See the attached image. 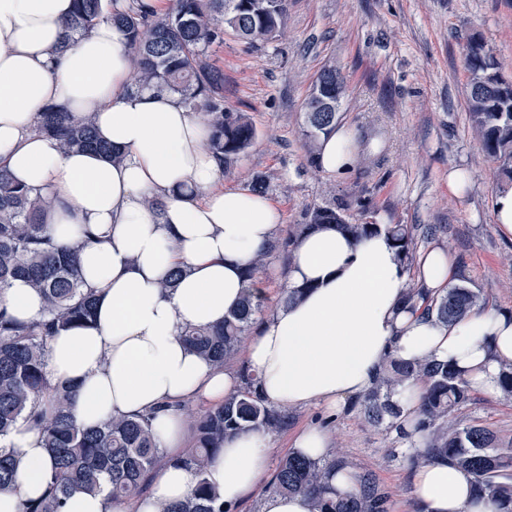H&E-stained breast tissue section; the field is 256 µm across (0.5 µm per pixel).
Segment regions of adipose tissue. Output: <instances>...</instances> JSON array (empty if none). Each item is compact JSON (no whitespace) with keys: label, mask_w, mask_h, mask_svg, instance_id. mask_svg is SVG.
<instances>
[{"label":"adipose tissue","mask_w":512,"mask_h":512,"mask_svg":"<svg viewBox=\"0 0 512 512\" xmlns=\"http://www.w3.org/2000/svg\"><path fill=\"white\" fill-rule=\"evenodd\" d=\"M74 0H0V165L20 183L56 198L48 217L58 244L78 248L80 272L97 302V322L53 338L48 372L74 391L82 426L112 416L155 413L165 460L146 495L108 510L106 493H76L65 512H157L186 496L194 482L175 459L186 439L176 404L220 403L239 390L241 376L207 364L185 343L186 325L213 326L238 303L242 272L275 238L281 217L264 196L222 189V169L208 150L204 116L177 96L130 88L128 45L111 22L67 38ZM93 113L100 139L123 154L113 163L94 152L61 155L35 134L45 106ZM320 163L349 171L359 145L348 127L320 141ZM163 203L148 211L146 197ZM94 228L99 242L84 241ZM186 274L174 289L160 282L176 266ZM420 284L447 288L453 276L444 250L417 259ZM406 268L390 240L377 234L353 241L326 229L295 246L288 282L312 289L276 310L250 336L246 365L276 407L332 410L365 395L390 356L410 361L432 355L462 371L487 396L499 391L503 363L512 362V314L473 312L448 325L408 311ZM14 451L17 477L0 490V512H22L45 490L49 454L41 435L19 423L0 442ZM269 439L245 431L224 443L208 478L226 507L242 502L267 474ZM424 512H493L473 502L472 477L447 463L414 474Z\"/></svg>","instance_id":"obj_1"}]
</instances>
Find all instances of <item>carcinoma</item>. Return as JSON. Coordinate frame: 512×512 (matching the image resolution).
I'll return each instance as SVG.
<instances>
[{"label":"carcinoma","instance_id":"1","mask_svg":"<svg viewBox=\"0 0 512 512\" xmlns=\"http://www.w3.org/2000/svg\"><path fill=\"white\" fill-rule=\"evenodd\" d=\"M288 13V0H170L168 10L154 15L142 0H128L123 11L105 14L102 0H75L66 23L67 37L82 35L103 20L123 33L134 58L130 86L137 91L168 92L179 96L192 112L205 117L209 149L229 173L252 146L256 129L241 112L224 107V72L212 66L207 49L233 30L252 47L280 36ZM469 72L466 103L470 128L490 163L512 182V77L493 51L472 39L465 49ZM346 93L336 65L317 75L306 102L302 136L310 164L318 165L321 137L331 134L338 112H313L311 108L338 105ZM33 132L54 141L63 154L92 151L109 161L122 159L112 146L98 139L91 113L76 116L55 106L37 113ZM55 200L32 191L0 166V291L16 278L26 279L43 302L41 318L29 322L0 306V439L20 421L43 438L51 457L47 490L23 506V512H62L74 492L94 494L102 481L109 485L108 501L128 503L146 491L150 475L163 459L150 416L111 417L95 427H82L73 414L71 388L53 382L47 373L52 338L60 331L85 327L95 320V295L84 287L77 250L53 241L44 216ZM361 239L385 232L401 261L410 270L416 263L411 229L406 224H351L334 204L310 209L307 221L293 225L291 238L321 226ZM283 247L275 240L254 258L245 272L243 298L237 308L212 327H186L187 344L217 369L236 358L245 334L260 310L257 293L260 272L271 252ZM407 300L446 325L468 317L483 304L480 292L455 284L428 294L420 283L408 282ZM243 386L221 404L196 414L189 404L177 409L195 419L191 448L180 455L196 482L183 499L163 503L158 512H229L224 498L207 478L211 459L224 448V440L247 430L272 432L285 425L284 417L268 405L257 390V377L242 371ZM420 384L423 392L413 432L424 437V447H410L405 460L412 469L447 462L473 476L475 499H487L495 512H512V452L497 447V435L481 425L458 428L448 414L470 400L472 386L462 373L433 357L403 361L387 358L374 388L353 403L366 421L386 425L398 439L409 441L403 425V408L394 400L399 388ZM499 390L512 398V363L501 365ZM323 463L288 455L278 465L271 489L303 494L313 512H389L391 492L371 471L355 476L356 489L344 496L331 492L326 470L347 462L334 448ZM17 462L13 452L0 447V489L14 485Z\"/></svg>","mask_w":512,"mask_h":512}]
</instances>
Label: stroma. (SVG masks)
<instances>
[{"label":"stroma","mask_w":512,"mask_h":512,"mask_svg":"<svg viewBox=\"0 0 512 512\" xmlns=\"http://www.w3.org/2000/svg\"><path fill=\"white\" fill-rule=\"evenodd\" d=\"M472 37L512 75V0H288L284 31L268 45L251 48L225 31L208 58L224 72L225 106L250 118L256 139L222 186L248 189L264 178L281 214V240L310 208L329 203L353 224L411 226L418 253L444 249L454 282L479 289L488 308L512 313V237L493 215L495 195L512 182L471 137L463 48ZM332 61L347 84L339 122L361 146L346 175L311 166L301 136L312 83ZM452 166L470 177L459 196L448 190ZM285 414L287 426L271 436V467L288 455L297 431L320 426L353 471H374L390 489V512H423L396 432L350 406ZM449 421L486 426L501 447H512V400L476 390Z\"/></svg>","instance_id":"1"}]
</instances>
